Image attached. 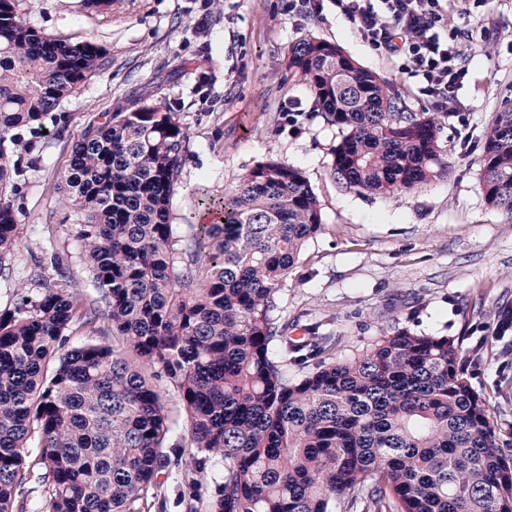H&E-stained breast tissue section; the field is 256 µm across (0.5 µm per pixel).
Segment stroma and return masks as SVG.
Returning <instances> with one entry per match:
<instances>
[{
    "label": "stroma",
    "mask_w": 512,
    "mask_h": 512,
    "mask_svg": "<svg viewBox=\"0 0 512 512\" xmlns=\"http://www.w3.org/2000/svg\"><path fill=\"white\" fill-rule=\"evenodd\" d=\"M21 11L48 36L104 48L110 65L64 103L68 126L44 134L40 159L13 198L21 213L17 267L67 253L79 292L92 294L59 202L60 177L88 119L150 94L191 133L171 203L178 235L198 187L223 197L269 159L300 169L320 202L322 229L281 290L291 336L338 337L340 360L387 330L449 336L466 347L483 341L471 383L489 401L499 444L512 452V335L500 338L496 319L500 306L512 305V215L487 203L479 181L483 132L512 107V0H490L468 16L448 10L466 52L453 104L465 121L459 130L402 73L401 60L383 58L329 4L308 17L291 13L289 0H114L103 11L84 9L82 0H24ZM310 37L335 43L409 111L434 119L446 174L381 195L336 182L334 149L344 132L317 115L312 89L288 68L289 47ZM296 102L302 113L291 125L285 114Z\"/></svg>",
    "instance_id": "obj_1"
}]
</instances>
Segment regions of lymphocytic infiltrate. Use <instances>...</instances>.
<instances>
[{"instance_id":"lymphocytic-infiltrate-1","label":"lymphocytic infiltrate","mask_w":512,"mask_h":512,"mask_svg":"<svg viewBox=\"0 0 512 512\" xmlns=\"http://www.w3.org/2000/svg\"><path fill=\"white\" fill-rule=\"evenodd\" d=\"M371 48L404 60L409 77L447 109L466 75L457 35L448 27V0H331Z\"/></svg>"}]
</instances>
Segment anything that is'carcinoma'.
Returning a JSON list of instances; mask_svg holds the SVG:
<instances>
[{
    "label": "carcinoma",
    "mask_w": 512,
    "mask_h": 512,
    "mask_svg": "<svg viewBox=\"0 0 512 512\" xmlns=\"http://www.w3.org/2000/svg\"><path fill=\"white\" fill-rule=\"evenodd\" d=\"M0 0V278L12 277L21 220L11 200L43 131L107 53L52 38ZM288 67L322 118L346 131L332 175L386 194L442 174L437 127L386 94L380 77L333 43L304 39ZM190 141L179 114L141 97L91 118L61 176L79 260V295L59 253L35 264L0 313V512H137L159 473L209 477L186 512H512V454L497 442L486 396L467 377L484 344L383 332L337 361L336 337L288 335L280 291L322 227L302 171L257 164L217 219L176 236L171 199ZM487 202L512 214V110L487 126ZM109 333L119 344L75 336ZM185 414L173 425L155 381Z\"/></svg>",
    "instance_id": "carcinoma-1"
}]
</instances>
